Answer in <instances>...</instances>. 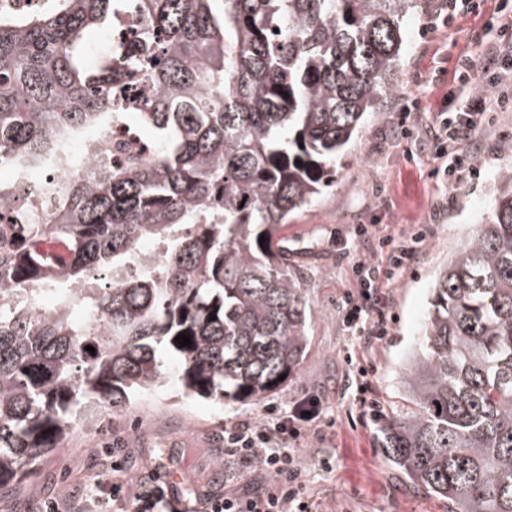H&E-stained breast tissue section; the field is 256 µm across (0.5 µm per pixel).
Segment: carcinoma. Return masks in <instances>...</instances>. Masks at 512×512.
Here are the masks:
<instances>
[{
	"mask_svg": "<svg viewBox=\"0 0 512 512\" xmlns=\"http://www.w3.org/2000/svg\"><path fill=\"white\" fill-rule=\"evenodd\" d=\"M417 0H48L0 11V162L76 164L136 125L154 152L44 184L50 219L0 246V487L35 475L82 414L163 387L257 401L308 348L288 217L336 185L365 115L396 92ZM134 18L112 60L86 38ZM147 90L136 108L123 86ZM301 164H296V161ZM266 241L259 242L260 237ZM159 256L141 250L144 241ZM47 294L38 315L30 299ZM191 337L180 346L175 337ZM95 348V353L85 347ZM382 450L448 512H512V163L437 272Z\"/></svg>",
	"mask_w": 512,
	"mask_h": 512,
	"instance_id": "carcinoma-1",
	"label": "carcinoma"
}]
</instances>
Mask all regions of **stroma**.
I'll list each match as a JSON object with an SVG mask.
<instances>
[{
	"instance_id": "1",
	"label": "stroma",
	"mask_w": 512,
	"mask_h": 512,
	"mask_svg": "<svg viewBox=\"0 0 512 512\" xmlns=\"http://www.w3.org/2000/svg\"><path fill=\"white\" fill-rule=\"evenodd\" d=\"M441 2L421 0L406 19L397 91L366 114L336 163L335 187L292 215L283 231L289 242L313 245L310 253L291 259L312 301L309 346L297 373L258 401L180 402L165 390L102 411L95 425H75L34 477L0 491V512H38L45 499L61 492L85 494L93 476L116 461L128 476L142 475L160 455L171 460L167 481L184 494L221 492L228 469L225 424L270 407L285 411L310 397L320 400L326 423L321 437L310 438L299 454L313 512H448L447 501L414 489L382 455L379 421L362 413L345 361L347 353L361 351L373 366L370 382L382 419L412 410L401 377L419 338L432 278L471 225L487 215L494 177L512 161V112H498L461 144L475 157L476 175L455 183L435 174L441 165L431 141L436 114L456 87L461 60H478L479 41L499 4L483 0L477 12L456 14L434 30L430 17ZM361 224L395 232L421 224L428 230L424 249L391 285V334L367 352L336 307L354 281V262L374 256L372 239L354 235ZM324 453L334 459L328 471L317 464Z\"/></svg>"
}]
</instances>
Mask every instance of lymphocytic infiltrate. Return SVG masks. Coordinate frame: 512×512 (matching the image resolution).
Returning <instances> with one entry per match:
<instances>
[{"label": "lymphocytic infiltrate", "mask_w": 512, "mask_h": 512, "mask_svg": "<svg viewBox=\"0 0 512 512\" xmlns=\"http://www.w3.org/2000/svg\"><path fill=\"white\" fill-rule=\"evenodd\" d=\"M481 55L491 87L500 91L491 97L473 88L471 60H463L456 91L450 94L433 132L438 157L444 158L445 173L460 180L473 173V157L461 149L462 141L478 128L491 123L496 112L512 109V8L499 7L494 33ZM427 234L410 228L399 235L378 240L380 261H358L356 280L342 298V309L350 327L372 344L387 336L392 321L388 314V290L397 272L421 248ZM321 417L320 403L310 398L294 404L288 412L266 410L263 417L237 421L224 429V456L237 465L227 473V490L221 493H180L151 469L149 480L133 481L122 476L120 463L97 474L93 490L85 498H52L43 501L40 512H310L308 496L296 463V452ZM255 468L270 482L260 490L239 487L243 471Z\"/></svg>", "instance_id": "obj_1"}]
</instances>
